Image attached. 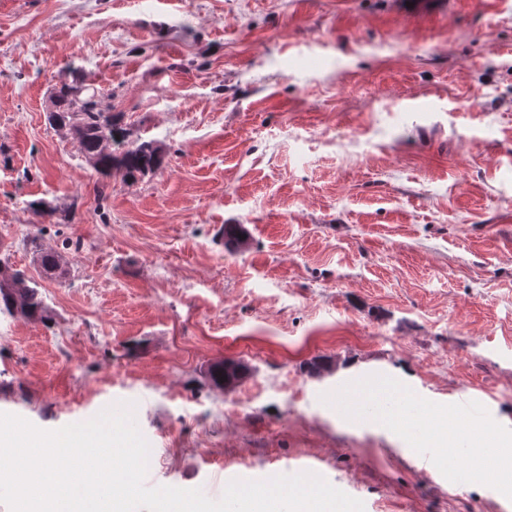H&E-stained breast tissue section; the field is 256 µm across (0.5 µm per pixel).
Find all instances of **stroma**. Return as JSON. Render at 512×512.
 <instances>
[{
	"label": "stroma",
	"mask_w": 512,
	"mask_h": 512,
	"mask_svg": "<svg viewBox=\"0 0 512 512\" xmlns=\"http://www.w3.org/2000/svg\"><path fill=\"white\" fill-rule=\"evenodd\" d=\"M72 70L158 169L98 192L47 119ZM33 234L69 272L44 320L0 311V412L133 403L150 488L312 463L364 512H512L320 400L385 375L512 428V0H0V242L31 276Z\"/></svg>",
	"instance_id": "obj_1"
}]
</instances>
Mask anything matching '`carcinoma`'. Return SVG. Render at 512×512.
Listing matches in <instances>:
<instances>
[{
	"mask_svg": "<svg viewBox=\"0 0 512 512\" xmlns=\"http://www.w3.org/2000/svg\"><path fill=\"white\" fill-rule=\"evenodd\" d=\"M54 127L71 134L81 154L101 176L119 172L127 182L155 170L161 164L154 141L123 147L124 129L119 117L100 107L99 92L79 79L65 78L55 89L54 109L48 113ZM41 276L61 278L66 274L63 256L43 247L39 238L30 240ZM38 281L22 270L12 269L0 259V307L29 321L44 318L45 307Z\"/></svg>",
	"mask_w": 512,
	"mask_h": 512,
	"instance_id": "cac0c4a2",
	"label": "carcinoma"
}]
</instances>
